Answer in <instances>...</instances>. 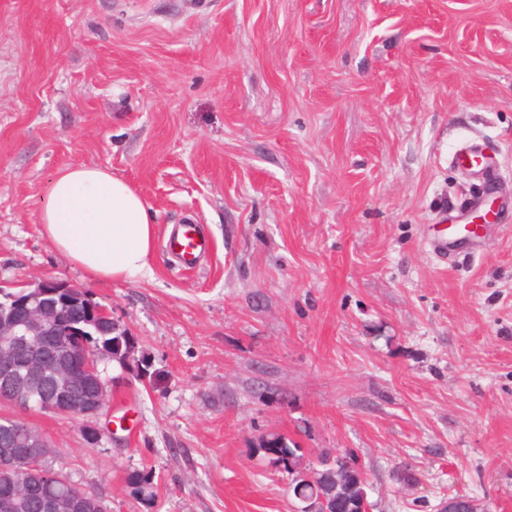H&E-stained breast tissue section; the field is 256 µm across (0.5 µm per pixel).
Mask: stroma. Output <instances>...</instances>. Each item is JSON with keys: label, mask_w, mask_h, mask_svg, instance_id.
<instances>
[{"label": "stroma", "mask_w": 512, "mask_h": 512, "mask_svg": "<svg viewBox=\"0 0 512 512\" xmlns=\"http://www.w3.org/2000/svg\"><path fill=\"white\" fill-rule=\"evenodd\" d=\"M474 143L497 215L442 258ZM81 164L155 212L149 275L42 235L45 181ZM189 220L210 250L184 271L164 240ZM41 278L107 306L134 357L101 365L94 441L0 417L110 512H299L273 434L306 467L352 458L370 512H512V0H0V285ZM146 466L150 504L125 483ZM456 163L469 168L474 174L481 177L485 182L493 179V173L482 162V151L477 144L467 148L456 155Z\"/></svg>", "instance_id": "1"}]
</instances>
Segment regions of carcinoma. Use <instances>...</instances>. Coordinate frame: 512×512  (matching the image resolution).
Listing matches in <instances>:
<instances>
[{"instance_id": "cac0c4a2", "label": "carcinoma", "mask_w": 512, "mask_h": 512, "mask_svg": "<svg viewBox=\"0 0 512 512\" xmlns=\"http://www.w3.org/2000/svg\"><path fill=\"white\" fill-rule=\"evenodd\" d=\"M91 347L100 357L123 361L133 348L127 331L119 328L108 318H99L88 337ZM25 431L24 423L10 418H0V448ZM261 450L269 461L291 477L293 492L303 503L300 512H366L368 506L365 481L362 471L347 457L330 460L321 459V468L311 469L302 465L297 449L290 448L273 435L261 444ZM14 476L18 483L25 481L29 473L24 461H6L0 458V492L10 490L6 475ZM134 493L144 502L155 500L157 485L155 473L150 468L136 470L126 477ZM36 492L43 497L87 495L89 491L70 481L45 483L33 482Z\"/></svg>"}]
</instances>
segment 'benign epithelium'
<instances>
[{
    "instance_id": "7a95c632",
    "label": "benign epithelium",
    "mask_w": 512,
    "mask_h": 512,
    "mask_svg": "<svg viewBox=\"0 0 512 512\" xmlns=\"http://www.w3.org/2000/svg\"><path fill=\"white\" fill-rule=\"evenodd\" d=\"M87 300L92 316L108 314L90 297L75 294L73 286L54 279L35 280L11 297V314L0 317V389L11 403L28 409L37 405L75 419L96 417V407L108 402V386L99 374L94 350L76 343H61V336H81L80 314L68 317L67 309ZM46 438L31 431L4 458L24 457L38 468Z\"/></svg>"
}]
</instances>
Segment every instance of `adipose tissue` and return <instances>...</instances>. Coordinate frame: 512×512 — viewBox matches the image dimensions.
<instances>
[{"label":"adipose tissue","instance_id":"obj_1","mask_svg":"<svg viewBox=\"0 0 512 512\" xmlns=\"http://www.w3.org/2000/svg\"><path fill=\"white\" fill-rule=\"evenodd\" d=\"M38 222L58 252L98 278L134 281L150 271L155 215L109 168L58 169L42 188Z\"/></svg>","mask_w":512,"mask_h":512}]
</instances>
